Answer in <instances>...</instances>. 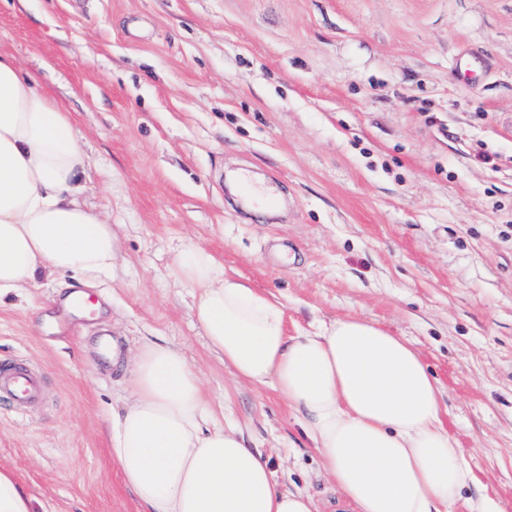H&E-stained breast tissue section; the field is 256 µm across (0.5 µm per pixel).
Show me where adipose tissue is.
<instances>
[{
  "label": "adipose tissue",
  "instance_id": "adipose-tissue-1",
  "mask_svg": "<svg viewBox=\"0 0 512 512\" xmlns=\"http://www.w3.org/2000/svg\"><path fill=\"white\" fill-rule=\"evenodd\" d=\"M88 162L69 114L0 55V299L50 275L81 285L90 312L86 291L113 273L120 237L82 198ZM176 273L208 346L238 379L287 400L353 512H451L474 476L409 340L359 316L289 335L280 303L196 244ZM109 430L143 512H314L309 495L275 485L234 426L214 422L197 370L170 342L138 347Z\"/></svg>",
  "mask_w": 512,
  "mask_h": 512
}]
</instances>
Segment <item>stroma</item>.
Instances as JSON below:
<instances>
[{"mask_svg": "<svg viewBox=\"0 0 512 512\" xmlns=\"http://www.w3.org/2000/svg\"><path fill=\"white\" fill-rule=\"evenodd\" d=\"M0 54L69 112L121 236L67 332L47 279L0 304V359L42 374L35 404L0 398V463L40 502L142 512L101 327L179 346L278 486L343 512L287 401L209 350L175 276L190 240L289 335L352 315L408 339L477 479L455 512H512V0H0Z\"/></svg>", "mask_w": 512, "mask_h": 512, "instance_id": "stroma-1", "label": "stroma"}]
</instances>
